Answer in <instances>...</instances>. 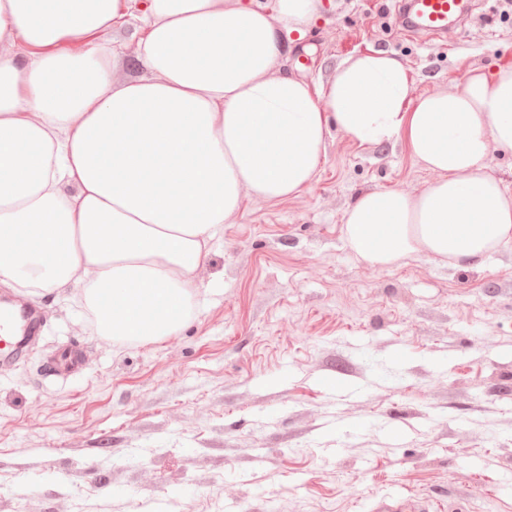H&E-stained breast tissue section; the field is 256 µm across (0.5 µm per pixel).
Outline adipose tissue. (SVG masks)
<instances>
[{"mask_svg": "<svg viewBox=\"0 0 512 512\" xmlns=\"http://www.w3.org/2000/svg\"><path fill=\"white\" fill-rule=\"evenodd\" d=\"M321 0H0V282L74 284L101 335L153 343L197 305L194 274L243 198L307 189L336 128L405 138L435 178L347 211L349 247L385 268L412 253L462 265L512 242V192L489 171L512 151V66L413 97L384 51L347 59L322 95L273 74ZM138 16L143 78L112 83L97 42Z\"/></svg>", "mask_w": 512, "mask_h": 512, "instance_id": "adipose-tissue-1", "label": "adipose tissue"}]
</instances>
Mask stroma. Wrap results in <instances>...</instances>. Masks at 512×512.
<instances>
[{"label": "stroma", "mask_w": 512, "mask_h": 512, "mask_svg": "<svg viewBox=\"0 0 512 512\" xmlns=\"http://www.w3.org/2000/svg\"><path fill=\"white\" fill-rule=\"evenodd\" d=\"M451 40L399 31L397 0H324L274 71L328 85L383 50L414 96L512 65V9L464 0ZM136 18L112 82L146 76ZM433 179L401 140L326 139L309 188L245 199L194 274L176 336H101L81 291L34 296L44 336L0 368V512H373L385 495L429 512H512V244L479 266L412 254L370 267L344 215L366 193ZM63 348L81 367L50 370Z\"/></svg>", "instance_id": "obj_1"}]
</instances>
